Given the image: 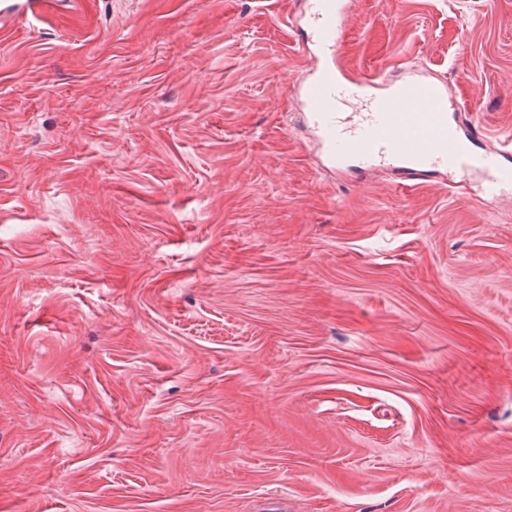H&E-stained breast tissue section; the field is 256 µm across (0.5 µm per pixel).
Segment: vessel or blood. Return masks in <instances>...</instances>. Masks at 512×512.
Listing matches in <instances>:
<instances>
[{"instance_id":"b4317fda","label":"vessel or blood","mask_w":512,"mask_h":512,"mask_svg":"<svg viewBox=\"0 0 512 512\" xmlns=\"http://www.w3.org/2000/svg\"><path fill=\"white\" fill-rule=\"evenodd\" d=\"M310 5L311 37L330 61L301 87L300 96L303 118L319 131L330 163L339 169L352 162L361 169L391 167L406 180L443 169L462 186L470 173L480 172L491 197L512 181L500 153L474 151L483 136L480 124L471 122L464 132L453 121L446 83L414 70L395 81L382 75L348 78L337 25L347 0H310Z\"/></svg>"}]
</instances>
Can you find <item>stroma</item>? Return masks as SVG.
<instances>
[{"mask_svg": "<svg viewBox=\"0 0 512 512\" xmlns=\"http://www.w3.org/2000/svg\"><path fill=\"white\" fill-rule=\"evenodd\" d=\"M305 0L0 20V512H512V187L325 168ZM512 141V0H354Z\"/></svg>", "mask_w": 512, "mask_h": 512, "instance_id": "obj_1", "label": "stroma"}]
</instances>
